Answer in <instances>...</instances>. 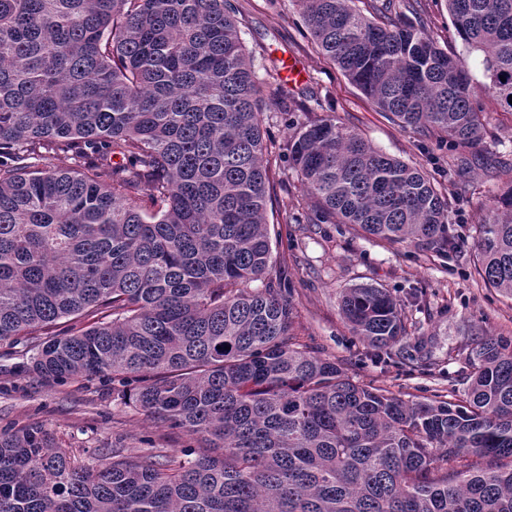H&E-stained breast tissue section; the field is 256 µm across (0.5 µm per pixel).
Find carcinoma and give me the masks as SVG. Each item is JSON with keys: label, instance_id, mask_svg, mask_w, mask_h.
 I'll list each match as a JSON object with an SVG mask.
<instances>
[{"label": "carcinoma", "instance_id": "1", "mask_svg": "<svg viewBox=\"0 0 512 512\" xmlns=\"http://www.w3.org/2000/svg\"><path fill=\"white\" fill-rule=\"evenodd\" d=\"M293 2L377 108L492 173L468 151L469 58L512 111V0H447L452 55L354 0ZM265 106L228 0H0V342L49 381H131L143 413L213 448L87 466L39 428L1 432L0 512H512V338L472 350L457 398L405 400L296 342L291 283L245 288L271 260ZM287 151L316 222L454 247L434 177L356 130L328 116ZM475 246L485 286L512 295V184ZM340 311L377 356L419 363L384 289L348 288Z\"/></svg>", "mask_w": 512, "mask_h": 512}]
</instances>
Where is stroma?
I'll return each mask as SVG.
<instances>
[{
  "mask_svg": "<svg viewBox=\"0 0 512 512\" xmlns=\"http://www.w3.org/2000/svg\"><path fill=\"white\" fill-rule=\"evenodd\" d=\"M229 3L266 97H273L289 69L301 73L292 112L268 106L262 123L268 155L278 162L267 214L272 257L266 278L292 279L300 342L342 360L359 381L405 399L447 394L452 383L464 388L467 352L486 336L512 337V299L486 288L472 261L473 227L484 219L491 198L512 181V112L479 94L486 116L479 149L496 155L498 175L457 174L441 134L425 137L402 129L320 53L292 0ZM397 16L423 27L439 48L461 51L446 0H418L414 8H398ZM327 116L436 178L439 191L449 197L454 251L436 255L363 237L344 224L305 223L312 202L288 167L289 126ZM357 285L385 289L401 303L410 332L422 339L424 370L377 361L352 335L339 304L345 289ZM22 361L16 348L0 344V431L42 428L82 463L103 448L119 459L150 453L177 458L185 448L207 451L200 439L167 428L118 397L110 379L47 382L22 372Z\"/></svg>",
  "mask_w": 512,
  "mask_h": 512,
  "instance_id": "stroma-1",
  "label": "stroma"
}]
</instances>
